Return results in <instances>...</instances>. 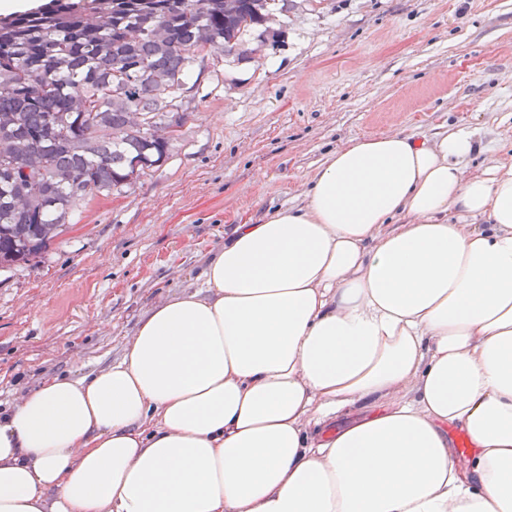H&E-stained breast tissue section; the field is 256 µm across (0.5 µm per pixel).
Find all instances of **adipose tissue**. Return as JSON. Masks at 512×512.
Here are the masks:
<instances>
[{
    "instance_id": "adipose-tissue-1",
    "label": "adipose tissue",
    "mask_w": 512,
    "mask_h": 512,
    "mask_svg": "<svg viewBox=\"0 0 512 512\" xmlns=\"http://www.w3.org/2000/svg\"><path fill=\"white\" fill-rule=\"evenodd\" d=\"M475 151L330 152L121 359L0 416V512H512V163Z\"/></svg>"
}]
</instances>
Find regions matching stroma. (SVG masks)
Masks as SVG:
<instances>
[{
  "label": "stroma",
  "mask_w": 512,
  "mask_h": 512,
  "mask_svg": "<svg viewBox=\"0 0 512 512\" xmlns=\"http://www.w3.org/2000/svg\"><path fill=\"white\" fill-rule=\"evenodd\" d=\"M260 54L190 75L187 120L134 184L95 194L30 265L0 268V411L119 360L142 318L200 282L238 224L301 204L361 136L512 142V0H290Z\"/></svg>",
  "instance_id": "35a3bbf8"
}]
</instances>
